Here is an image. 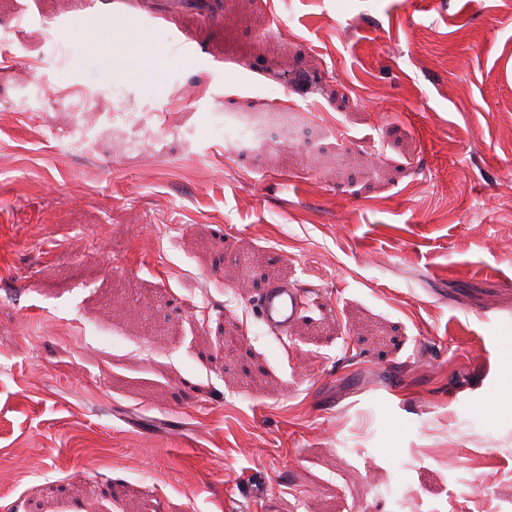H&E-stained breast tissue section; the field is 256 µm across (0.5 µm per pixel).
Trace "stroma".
<instances>
[{"mask_svg":"<svg viewBox=\"0 0 512 512\" xmlns=\"http://www.w3.org/2000/svg\"><path fill=\"white\" fill-rule=\"evenodd\" d=\"M14 12L0 512H512V0ZM268 278L305 292L282 338ZM66 6L60 15H42L41 21L55 27L67 26L93 27L112 23L116 18H126L134 26L149 27L167 14L151 9L146 2L139 0H66Z\"/></svg>","mask_w":512,"mask_h":512,"instance_id":"obj_1","label":"stroma"}]
</instances>
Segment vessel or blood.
I'll use <instances>...</instances> for the list:
<instances>
[{
	"mask_svg": "<svg viewBox=\"0 0 512 512\" xmlns=\"http://www.w3.org/2000/svg\"><path fill=\"white\" fill-rule=\"evenodd\" d=\"M170 5L175 11L189 8L203 12L216 21L224 18V0H170ZM119 18L138 27H148L161 20L162 15L151 9L146 0H67L62 14L45 16L44 21L53 26L95 28ZM303 303L299 289L272 279L258 294V314L270 329L284 335L299 318Z\"/></svg>",
	"mask_w": 512,
	"mask_h": 512,
	"instance_id": "1",
	"label": "vessel or blood"
}]
</instances>
